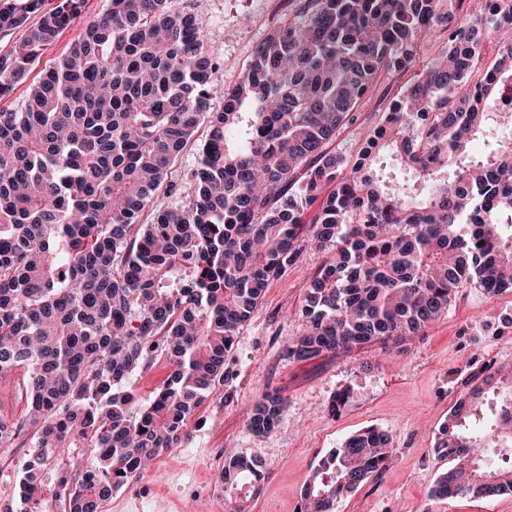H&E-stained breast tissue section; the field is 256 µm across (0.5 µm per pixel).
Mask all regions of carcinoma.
Masks as SVG:
<instances>
[{"mask_svg":"<svg viewBox=\"0 0 512 512\" xmlns=\"http://www.w3.org/2000/svg\"><path fill=\"white\" fill-rule=\"evenodd\" d=\"M85 0L0 5V97L11 94L83 13ZM466 20L455 26L460 11ZM444 44L392 100L354 163L327 150L381 74H405L439 34ZM210 33L192 0H108L21 110L0 112V377L23 413H0V447L36 427L19 484L23 512L68 499L99 512L182 428L269 282L306 241L334 251L302 309L298 359L379 343L392 354L442 317L460 288H512V0H292L240 80L219 86ZM495 57L486 65V46ZM220 96L224 108L210 111ZM208 138L185 203H161L201 125ZM390 154L411 178H380ZM151 224L139 223L145 208ZM172 366L149 404L129 385L149 361ZM473 385L450 411L436 451L455 461L434 492L512 491V385L495 427L481 426ZM286 402L267 394L250 415L263 436ZM79 443L91 461L73 481L59 465ZM392 436L369 428L334 449L304 491L306 512L336 502L384 468ZM224 468V510L259 478Z\"/></svg>","mask_w":512,"mask_h":512,"instance_id":"obj_1","label":"carcinoma"}]
</instances>
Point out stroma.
Here are the masks:
<instances>
[{"label": "stroma", "mask_w": 512, "mask_h": 512, "mask_svg": "<svg viewBox=\"0 0 512 512\" xmlns=\"http://www.w3.org/2000/svg\"><path fill=\"white\" fill-rule=\"evenodd\" d=\"M107 0H86L85 10L31 70L27 82L0 99V112L18 109L31 83L53 66L102 15ZM200 25L211 31L207 53L217 62L216 82L236 83L270 29L286 21L289 0H194ZM406 76L380 75L359 102L357 119L331 148L354 160L390 101L403 93ZM327 252L303 251L287 273L272 281L261 304L241 330L224 364V382L206 393L178 445L162 451L144 477L114 491L102 512H224L220 475L226 460H255L264 475L245 512H304L303 494L314 471L352 434L376 427L394 437L385 468L342 497L335 512H512V492L494 497L464 494L439 499L432 490L453 461L437 455L435 443L450 409L468 385L484 384V411H494L499 391L480 368L496 357V370L512 372V291L486 297L460 289L439 321L409 352L393 356L371 344L344 355L324 353L308 360L289 357L299 336L301 310ZM288 401L267 437L250 432L247 421L263 393ZM346 401L329 405L338 393ZM29 435L0 447V512H21V465Z\"/></svg>", "instance_id": "obj_1"}]
</instances>
